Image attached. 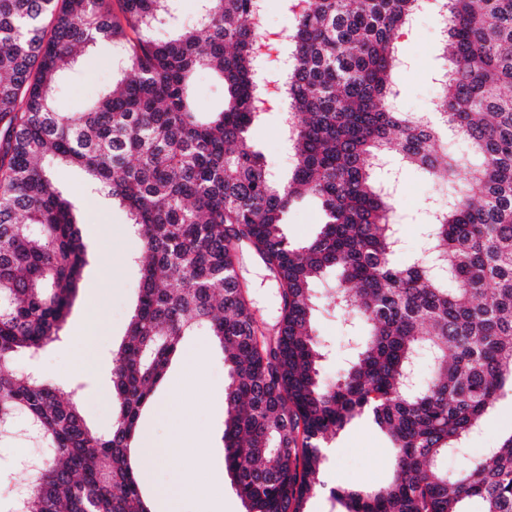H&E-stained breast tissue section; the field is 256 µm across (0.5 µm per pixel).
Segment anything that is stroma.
<instances>
[{"label": "stroma", "mask_w": 512, "mask_h": 512, "mask_svg": "<svg viewBox=\"0 0 512 512\" xmlns=\"http://www.w3.org/2000/svg\"><path fill=\"white\" fill-rule=\"evenodd\" d=\"M440 42L438 19L431 12L417 15L411 30L401 38L398 51L408 66L394 76L399 111L415 117L434 111L440 94L437 75L446 66L439 50ZM115 76L109 47L100 46L86 52L69 77L60 83L55 96L56 109L80 111L110 88ZM249 135L270 169L286 174L292 159L281 138L279 113L263 114L252 125ZM388 168L397 180L396 206L401 216L396 260L407 265L427 241L429 206L438 196L439 188L396 157H389ZM54 183L76 202L86 263L61 340L36 357H18L13 367L37 369L62 392L77 391L88 427L94 434L103 435L112 424L111 352L125 340L137 300L139 272L131 261L137 241L128 231L125 211L113 206L110 200L94 195L82 169L55 167ZM321 219L317 201L309 196L299 198L288 213L285 232L294 241H306L318 232ZM242 274L251 284L257 316L267 324H275L279 303L274 280L253 256L244 257ZM347 324L346 316L320 308L316 318L318 333L331 350L322 366L325 377L336 378L346 367ZM86 330L94 332L96 342L85 353L78 336ZM224 379V359L213 339L199 333L187 336L155 394L157 402H170L173 416L160 415L150 406L144 409L140 419V434L167 441L180 428L188 442L187 447L173 453L165 466L146 473L144 492L153 512H170L168 493L172 488L224 474V403L213 396L215 390L223 388ZM510 433L511 396L501 399L495 411L485 417L481 432L470 438L463 456H481L486 448ZM200 440L206 441L210 448L209 465L201 469L193 465L189 451L190 445ZM27 445L22 437L0 445V512H10L12 490L24 479L16 458ZM392 459L386 435L370 422L358 421L333 442L321 477L333 486L375 488L387 481Z\"/></svg>", "instance_id": "1"}]
</instances>
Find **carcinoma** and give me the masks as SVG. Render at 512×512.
I'll return each mask as SVG.
<instances>
[{
	"mask_svg": "<svg viewBox=\"0 0 512 512\" xmlns=\"http://www.w3.org/2000/svg\"><path fill=\"white\" fill-rule=\"evenodd\" d=\"M0 0V439L17 420L33 453L22 512H152L131 454L141 411L184 336L224 354V467L247 512H305L324 489V448L370 418L393 448L390 480L333 489L342 512H512V434L465 461L484 417L512 393V0H445L437 121L396 109V41L432 0H283L286 34L260 25L268 0ZM112 45L118 79L86 112H56L57 81L80 48ZM221 80L206 110L194 76ZM509 92H503V89ZM281 112L290 175H274L251 126ZM469 158L439 146L445 131ZM392 151L431 181L462 189L434 202L428 248L438 275L400 265L393 191L376 176ZM82 168L129 216L138 239L137 305L113 353L110 431L88 428L77 397L9 367L58 338L84 266L76 205L48 163ZM320 204L314 237L284 232L298 195ZM252 251L279 288L268 335L239 273ZM367 328L327 381L314 287ZM432 363L411 383L418 355Z\"/></svg>",
	"mask_w": 512,
	"mask_h": 512,
	"instance_id": "1",
	"label": "carcinoma"
}]
</instances>
